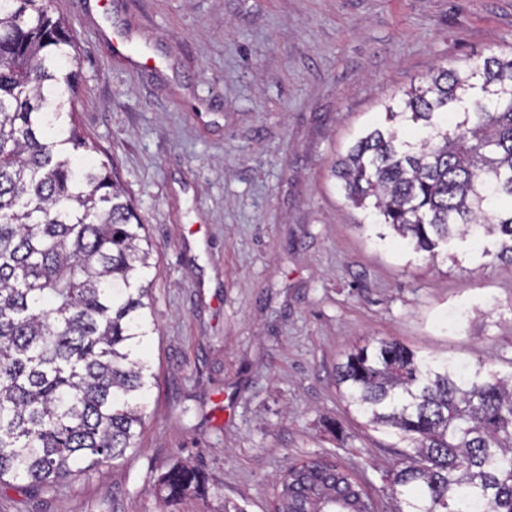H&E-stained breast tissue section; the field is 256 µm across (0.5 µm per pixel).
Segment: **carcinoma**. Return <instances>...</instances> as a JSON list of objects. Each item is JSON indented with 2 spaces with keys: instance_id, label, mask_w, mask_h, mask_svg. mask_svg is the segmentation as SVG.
Here are the masks:
<instances>
[{
  "instance_id": "obj_1",
  "label": "carcinoma",
  "mask_w": 512,
  "mask_h": 512,
  "mask_svg": "<svg viewBox=\"0 0 512 512\" xmlns=\"http://www.w3.org/2000/svg\"><path fill=\"white\" fill-rule=\"evenodd\" d=\"M73 39L50 0H0V487L49 490L122 458L145 424L152 373L149 249L132 201L74 111ZM384 106L398 126L363 132L333 175L416 254L460 236L499 239L512 266V53L440 68ZM348 407L394 436L397 512H512V379L419 357L379 339L336 370ZM175 465L164 502L203 494ZM277 512H376L349 473L306 460Z\"/></svg>"
}]
</instances>
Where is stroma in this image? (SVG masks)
I'll return each mask as SVG.
<instances>
[{"label":"stroma","mask_w":512,"mask_h":512,"mask_svg":"<svg viewBox=\"0 0 512 512\" xmlns=\"http://www.w3.org/2000/svg\"><path fill=\"white\" fill-rule=\"evenodd\" d=\"M50 6L74 42L89 158L112 167L157 263L155 385L138 447L48 492L0 488V512H271L279 479L312 457L393 512L395 451L348 411L336 367L375 337L512 374V267L493 238L409 259L332 167L385 126L383 102L438 67L512 52V0ZM186 461L208 493L165 504L158 482Z\"/></svg>","instance_id":"35a3bbf8"}]
</instances>
